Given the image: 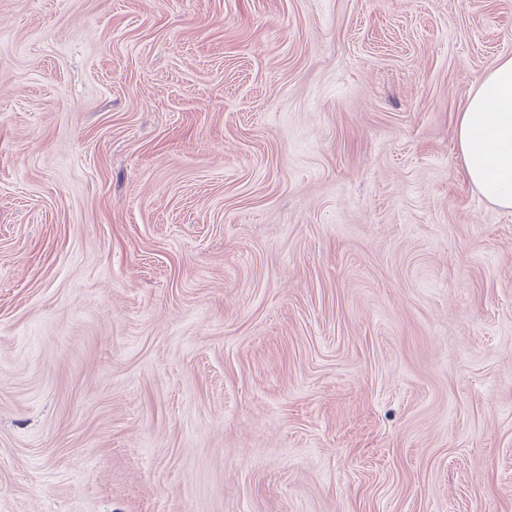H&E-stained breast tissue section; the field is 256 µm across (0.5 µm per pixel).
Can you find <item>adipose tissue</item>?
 Masks as SVG:
<instances>
[{
  "mask_svg": "<svg viewBox=\"0 0 512 512\" xmlns=\"http://www.w3.org/2000/svg\"><path fill=\"white\" fill-rule=\"evenodd\" d=\"M456 135L470 184L512 210V56L477 83L458 115Z\"/></svg>",
  "mask_w": 512,
  "mask_h": 512,
  "instance_id": "1",
  "label": "adipose tissue"
}]
</instances>
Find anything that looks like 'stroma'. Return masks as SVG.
<instances>
[{
	"label": "stroma",
	"instance_id": "35a3bbf8",
	"mask_svg": "<svg viewBox=\"0 0 512 512\" xmlns=\"http://www.w3.org/2000/svg\"><path fill=\"white\" fill-rule=\"evenodd\" d=\"M504 55L512 0H0V512H512ZM456 135L470 184L512 210V56L477 83L459 112Z\"/></svg>",
	"mask_w": 512,
	"mask_h": 512
}]
</instances>
